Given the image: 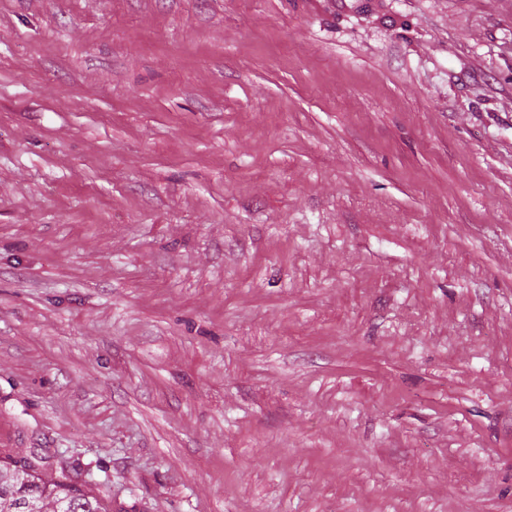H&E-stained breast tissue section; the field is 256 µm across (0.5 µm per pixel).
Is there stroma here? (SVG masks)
Returning <instances> with one entry per match:
<instances>
[{
  "mask_svg": "<svg viewBox=\"0 0 512 512\" xmlns=\"http://www.w3.org/2000/svg\"><path fill=\"white\" fill-rule=\"evenodd\" d=\"M1 453L512 512V0H0Z\"/></svg>",
  "mask_w": 512,
  "mask_h": 512,
  "instance_id": "35a3bbf8",
  "label": "stroma"
}]
</instances>
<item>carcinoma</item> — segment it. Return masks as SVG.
Masks as SVG:
<instances>
[{"label":"carcinoma","instance_id":"cac0c4a2","mask_svg":"<svg viewBox=\"0 0 512 512\" xmlns=\"http://www.w3.org/2000/svg\"><path fill=\"white\" fill-rule=\"evenodd\" d=\"M28 503L40 512H106L96 497L67 477L45 478L34 459H1L0 512H25Z\"/></svg>","mask_w":512,"mask_h":512}]
</instances>
